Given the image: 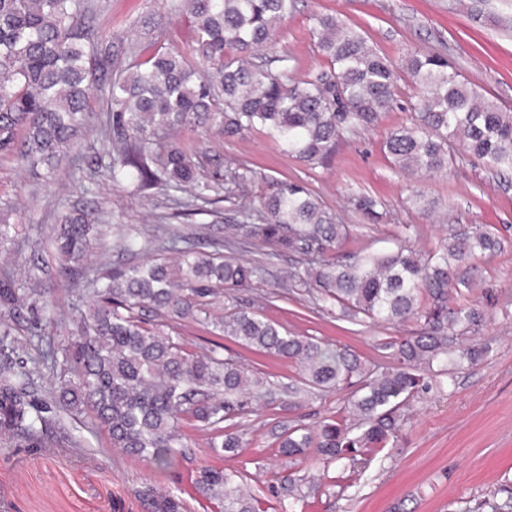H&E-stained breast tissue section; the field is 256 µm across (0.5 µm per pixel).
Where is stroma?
<instances>
[{
  "mask_svg": "<svg viewBox=\"0 0 512 512\" xmlns=\"http://www.w3.org/2000/svg\"><path fill=\"white\" fill-rule=\"evenodd\" d=\"M174 0H94L96 32L112 43L117 65L133 67L155 49L191 53L193 33ZM331 15L363 31L374 47L392 61L407 51L448 55L462 76L506 112H512V0H303L284 21L268 47L272 56L287 57L288 70L302 79L325 69L328 62L313 40L315 19ZM415 92L409 78L399 83L398 104L382 114L378 125L359 129L339 141L328 160L310 165L288 155L266 130L257 129L225 141L217 127H184L173 136L181 146L199 151L204 169L239 163L255 173L252 194L267 191L276 180H296L343 223L352 227L342 251L391 247L394 234L410 226L416 247L438 246L448 229L439 221L451 212L458 224H492L507 244L502 252L477 256L470 274L478 288L493 289L497 305L480 331L492 339L490 356L476 365H462L447 390L432 391L413 402L393 446L379 452L363 472L323 465L313 453L298 459L281 456L276 433L282 427L315 425L335 417L347 393L301 396L291 406L282 391L294 383V364L249 349L212 327L189 322L172 338L193 353L223 344L249 373L277 391L276 400L243 421L246 448L236 456L215 454L204 432L188 430L186 455L167 469L134 460L107 445L104 430L92 414L64 418L66 431L79 448H1L0 512H148L141 492L154 486L178 495L185 512H219L216 503L193 489L204 466L238 470L252 488L259 512H282L288 501V476H309L321 482L319 492L296 502L295 512H471L488 492L512 491V174H496L469 158L456 159L445 174L406 176L383 148L387 130L410 124L409 102ZM107 87L90 94V128L77 164L63 163L54 174H34L0 155V222L11 236L0 243V269L14 271L26 300L17 311L0 313V333L10 332L23 359L36 356L32 344L43 302H50L55 321L45 330L55 342L56 365H45L36 380L41 396L57 389L65 367L71 322L86 312L92 291L85 280L60 274L62 259L49 246L52 228L74 208H93L103 222L84 259L92 271L109 270L151 260L148 252L113 249L126 226L143 235L163 231L160 219L170 213V192L154 191L145 201L134 184L112 180V157L103 147L102 130L109 116ZM376 197L383 204L380 223L364 222L350 205L354 194ZM437 201L436 211H420L415 194ZM221 220L196 215L173 222L175 230L223 244L224 227L242 222L238 210L220 202ZM237 257L263 260L264 270L253 288L241 291L264 318L299 336L332 347L350 349L370 365L392 364L388 344L400 336L391 325L356 324L333 312L318 310L303 294L280 296L277 274L288 257L262 259L243 247Z\"/></svg>",
  "mask_w": 512,
  "mask_h": 512,
  "instance_id": "stroma-1",
  "label": "stroma"
}]
</instances>
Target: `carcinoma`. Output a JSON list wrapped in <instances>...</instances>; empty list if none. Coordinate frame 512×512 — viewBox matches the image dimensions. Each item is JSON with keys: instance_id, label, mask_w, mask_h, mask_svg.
I'll return each instance as SVG.
<instances>
[{"instance_id": "cac0c4a2", "label": "carcinoma", "mask_w": 512, "mask_h": 512, "mask_svg": "<svg viewBox=\"0 0 512 512\" xmlns=\"http://www.w3.org/2000/svg\"><path fill=\"white\" fill-rule=\"evenodd\" d=\"M190 19L193 56L156 51L140 68L112 78V50L89 42L91 6L85 0H0V154L20 164L55 172L77 155L88 128V91L108 84L112 120L104 145L112 154V180L129 181L147 200L163 186L194 188L193 201H175L176 214L197 215L219 202L245 196L255 173L227 164L199 172L195 152L171 142L185 127L222 128L224 139L262 126L289 155L308 164L325 159L344 134L371 127L397 102V83L408 74L417 89L412 121L390 129L384 149L403 171L448 172L457 156L484 168L512 172V113L485 101L448 57L410 52L399 65L375 50L363 34L333 16L316 18L312 36L329 68L296 80L283 57L261 53L298 0H178ZM370 224L382 218L374 197L352 198ZM244 223L224 241L227 254L203 252L178 231L145 238L129 228L115 247L135 246L161 258L105 271L94 279L89 313L73 321L66 357L75 378L61 381L45 399L34 390L41 359L24 362L0 335V444L5 448L77 446L61 430L60 414H94L109 445L138 460L166 466L184 447L185 427L208 435L215 452L243 447L241 419L268 398L263 383L219 346L195 354L165 332L181 321L210 324L224 336L289 360L303 385L321 393L351 390L354 422L338 415L315 429L294 425L277 435L291 459L308 448L326 464L361 471L404 424L415 398L453 382V366L476 365L491 351L476 334L495 307L493 293L457 300L470 288L462 271L477 254L504 250L506 239L491 225H448V236L422 251L394 238L388 251L336 253L350 225L328 210L304 185L277 181L241 210ZM101 218L73 209L61 216L51 244L65 259L60 273L78 274ZM270 247L272 255L300 261L280 272L284 294L303 289L313 305L338 309L352 322H419L392 341L396 363L372 369L343 348L329 349L258 317L241 304L217 315L212 299L236 300L261 270L234 256L238 246ZM175 254L174 263L165 258ZM23 295L14 273H0V308L16 310ZM199 492L224 512H258L239 473L204 467ZM151 512H183V502L152 486L143 492Z\"/></svg>"}]
</instances>
